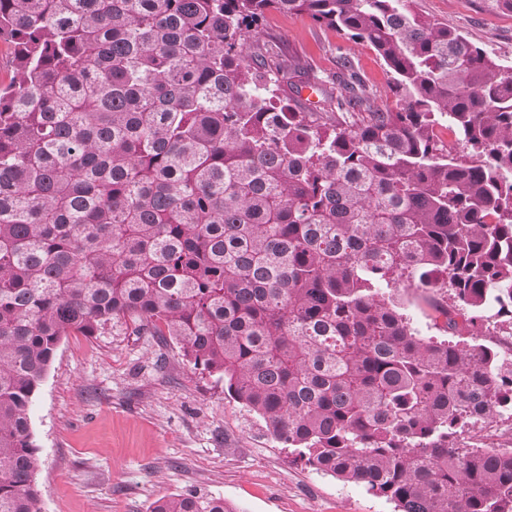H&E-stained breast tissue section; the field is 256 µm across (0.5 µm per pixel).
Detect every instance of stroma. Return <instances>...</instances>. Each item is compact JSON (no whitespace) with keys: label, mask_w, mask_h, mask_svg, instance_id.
<instances>
[{"label":"stroma","mask_w":512,"mask_h":512,"mask_svg":"<svg viewBox=\"0 0 512 512\" xmlns=\"http://www.w3.org/2000/svg\"><path fill=\"white\" fill-rule=\"evenodd\" d=\"M502 64L512 65V9L500 0H412ZM274 45L337 92L351 60L365 94L395 106L374 49L303 15L270 12L252 53ZM40 458L42 512H150L158 498L193 490L235 512H395L394 503L293 462L223 384L195 370L178 344L102 325L57 347L30 406Z\"/></svg>","instance_id":"35a3bbf8"}]
</instances>
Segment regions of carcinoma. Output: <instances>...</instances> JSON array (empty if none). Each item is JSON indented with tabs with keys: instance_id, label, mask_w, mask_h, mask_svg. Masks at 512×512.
Returning <instances> with one entry per match:
<instances>
[{
	"instance_id": "obj_1",
	"label": "carcinoma",
	"mask_w": 512,
	"mask_h": 512,
	"mask_svg": "<svg viewBox=\"0 0 512 512\" xmlns=\"http://www.w3.org/2000/svg\"><path fill=\"white\" fill-rule=\"evenodd\" d=\"M269 11L370 43L396 106L338 75L336 111H290L247 53ZM1 40L0 512H42L32 398L108 321L397 512H512V452L464 442L512 399V66L410 0H0ZM399 295L406 301V312L412 318L413 326L422 336H446L435 328L432 321L433 311L422 301L423 293L401 291Z\"/></svg>"
}]
</instances>
